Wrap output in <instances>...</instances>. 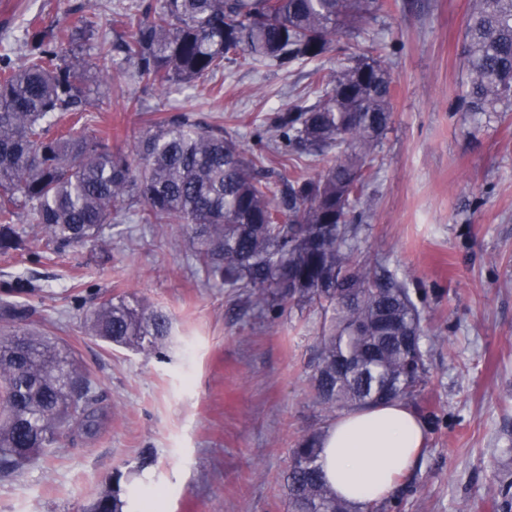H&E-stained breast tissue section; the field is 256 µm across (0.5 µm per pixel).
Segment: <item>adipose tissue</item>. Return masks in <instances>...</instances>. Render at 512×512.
Returning a JSON list of instances; mask_svg holds the SVG:
<instances>
[{"mask_svg":"<svg viewBox=\"0 0 512 512\" xmlns=\"http://www.w3.org/2000/svg\"><path fill=\"white\" fill-rule=\"evenodd\" d=\"M425 442L422 421L394 401L338 417L321 436L319 463L337 497L360 505L388 497Z\"/></svg>","mask_w":512,"mask_h":512,"instance_id":"obj_1","label":"adipose tissue"}]
</instances>
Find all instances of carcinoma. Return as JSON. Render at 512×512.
<instances>
[{
    "label": "carcinoma",
    "instance_id": "cac0c4a2",
    "mask_svg": "<svg viewBox=\"0 0 512 512\" xmlns=\"http://www.w3.org/2000/svg\"><path fill=\"white\" fill-rule=\"evenodd\" d=\"M378 0H157L127 14L119 44L80 19L70 27L27 22V54L15 64L0 44V253L21 249L27 229L56 247L97 245L136 205L141 224L180 228L206 278L273 312L315 303L328 314L312 376L328 413L408 401L426 382L422 310L410 284L378 273L362 256L357 210L366 173L393 120V78L376 51L338 69L316 100L267 118L247 155L219 125L157 118L127 153L112 132L83 121L91 85L134 79L166 92L204 83L224 62L281 69L320 61L343 29L363 25ZM94 54L74 59L80 37ZM119 48L131 69L112 68ZM466 112L512 111V0H473L465 23ZM336 158L315 178L281 191L266 163ZM29 283L0 288V474L10 475L65 439L93 438L110 420L95 382L72 355L29 327L18 300ZM87 328L122 348L159 354L172 334L164 312L125 296L105 297ZM320 434L292 449L283 491L290 512H374L351 507L326 484ZM122 472L90 512H124Z\"/></svg>",
    "mask_w": 512,
    "mask_h": 512
}]
</instances>
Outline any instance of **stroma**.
Returning <instances> with one entry per match:
<instances>
[{
  "label": "stroma",
  "mask_w": 512,
  "mask_h": 512,
  "mask_svg": "<svg viewBox=\"0 0 512 512\" xmlns=\"http://www.w3.org/2000/svg\"><path fill=\"white\" fill-rule=\"evenodd\" d=\"M127 2L0 0V43L22 61L23 29L35 16L63 26L81 15L116 40ZM380 3L365 30L338 35L320 67L238 61L212 83L165 96L125 81L99 90L89 109L113 129L116 150L130 147L151 114L221 124L248 150L267 115L313 96L318 79L371 39L398 41L384 59L393 122L362 192L360 246L425 292L427 382L410 408L426 424V444L377 512H501L500 491L512 483V112L474 120L458 104L471 0ZM195 267L178 227L133 214L113 227L104 252L89 244L60 252L41 232L0 254V282L21 277L37 289L27 298L31 326L76 355L112 411L96 437L0 475V512H85L118 469L130 473L128 512H287L290 451L330 424L311 394L321 309L285 304L269 322ZM110 294L170 317L161 354L90 334L84 316ZM147 454L152 465L137 470Z\"/></svg>",
  "instance_id": "35a3bbf8"
}]
</instances>
